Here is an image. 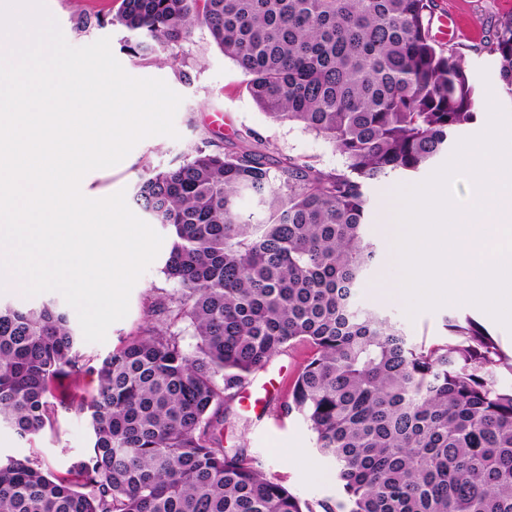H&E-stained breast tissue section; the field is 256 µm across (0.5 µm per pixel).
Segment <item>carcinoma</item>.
I'll return each mask as SVG.
<instances>
[{
	"label": "carcinoma",
	"mask_w": 512,
	"mask_h": 512,
	"mask_svg": "<svg viewBox=\"0 0 512 512\" xmlns=\"http://www.w3.org/2000/svg\"><path fill=\"white\" fill-rule=\"evenodd\" d=\"M433 0H120L109 22L134 57L205 28L267 118L299 124L339 170L272 162L249 130L226 152L203 138L141 176L135 203L171 231L168 322L105 357L92 447L75 478L36 456L0 461V512H313L244 448L224 447L231 404L276 354L303 345L282 405L315 436L345 512H512V357L477 321L413 341L353 289L376 253L369 183L411 176L476 121L478 87L432 34ZM488 52L512 100V14ZM250 196L262 218L244 215ZM186 324L196 343L182 345ZM86 363L66 313L0 305V424L53 425L52 382Z\"/></svg>",
	"instance_id": "1"
}]
</instances>
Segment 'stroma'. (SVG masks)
Masks as SVG:
<instances>
[{
  "instance_id": "stroma-1",
  "label": "stroma",
  "mask_w": 512,
  "mask_h": 512,
  "mask_svg": "<svg viewBox=\"0 0 512 512\" xmlns=\"http://www.w3.org/2000/svg\"><path fill=\"white\" fill-rule=\"evenodd\" d=\"M120 0H47L49 12L57 19L69 44L89 45L106 37L115 58L124 70L136 78H160L181 95L174 124L177 138L152 136L137 143L117 165L87 173L80 184L84 196L101 199L117 192L133 196L140 177L149 169H164L177 163L201 138L213 139L225 149H232L238 134L253 129L263 137V151L271 158L290 156L311 161L318 168L331 171L342 168L344 160L322 138L298 124L271 123L245 90L244 75L238 66L212 43L204 28H196L190 40L175 48L185 59L188 78H181L169 65L158 60H138L122 49L125 30L117 25H95V18L116 13ZM512 12V0H434L433 21L453 15L463 35L455 48L462 55L472 75L493 70L488 53L499 19ZM391 178L368 187L371 208L366 236L376 243L380 260L367 280L355 291L356 302L364 308L388 315L410 336L435 340L444 333L443 319L452 313L467 314L481 323L500 348L512 356V332L495 322L479 307L447 304L407 316L402 304H384L376 300L372 288L380 271L385 270L389 244L379 222L381 209L400 186ZM161 259H154L134 285L127 316L112 324L101 343L79 341L78 349L91 368L79 377H61L52 390L60 405L53 428L39 435L20 438L6 426H0V456H38L45 468L56 477L68 476L69 470L87 451L90 426L87 408L97 389L94 365L129 337L145 327L158 324L159 316L150 310L152 302L166 298L171 284L161 271ZM308 356L300 347L276 355L266 369L255 375L246 399L234 401L229 415L231 438L227 447H243L267 473L279 476L288 488L311 504L336 503L342 491L336 479L314 478L307 460L317 459L312 433L295 416L280 412L287 398L288 386L297 369ZM299 448L303 457L290 458L289 449Z\"/></svg>"
}]
</instances>
